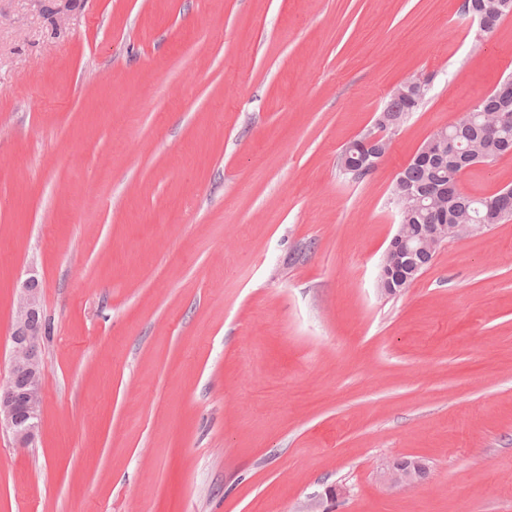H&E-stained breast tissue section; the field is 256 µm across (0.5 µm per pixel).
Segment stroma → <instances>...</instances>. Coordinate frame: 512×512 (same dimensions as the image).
<instances>
[{
  "instance_id": "35a3bbf8",
  "label": "stroma",
  "mask_w": 512,
  "mask_h": 512,
  "mask_svg": "<svg viewBox=\"0 0 512 512\" xmlns=\"http://www.w3.org/2000/svg\"><path fill=\"white\" fill-rule=\"evenodd\" d=\"M461 5L0 0V384L28 275L47 325L0 512H512V219L379 288L398 172L512 76V16ZM504 186L512 156L461 182ZM470 3L472 12L477 14L483 22L484 33L494 31L506 17L501 11L500 0H466ZM426 87V85L423 86L420 91L415 94L412 106H408L403 99L390 98L387 105L381 111L384 110L389 117L395 120L394 123H391V126L396 125L400 121L402 122L410 112H415L419 108L427 95ZM374 129H376V132H374L373 129H369L359 141V146L357 148L359 154H353L354 158L356 155H359L361 159L359 161L360 164H356L354 161H352V163L363 167V169H368V165H376L379 159L389 150L390 142L384 135V132L386 131L384 113L375 120ZM371 158L377 160H370ZM425 465L419 460L402 459L394 462L385 472V477L393 483L413 486L425 476Z\"/></svg>"
}]
</instances>
